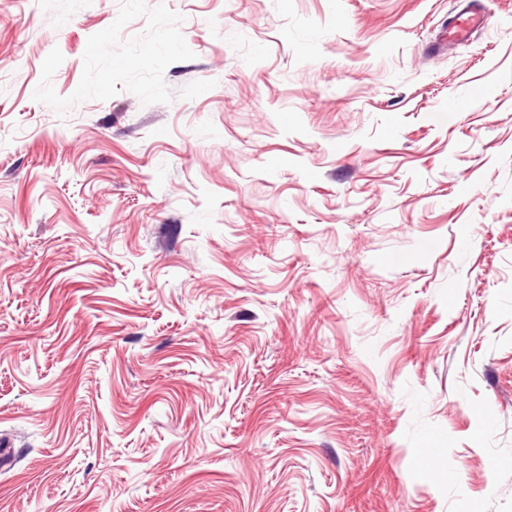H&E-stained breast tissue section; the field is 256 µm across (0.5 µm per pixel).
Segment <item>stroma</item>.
<instances>
[{
  "mask_svg": "<svg viewBox=\"0 0 512 512\" xmlns=\"http://www.w3.org/2000/svg\"><path fill=\"white\" fill-rule=\"evenodd\" d=\"M0 0V512H512V0Z\"/></svg>",
  "mask_w": 512,
  "mask_h": 512,
  "instance_id": "stroma-1",
  "label": "stroma"
}]
</instances>
